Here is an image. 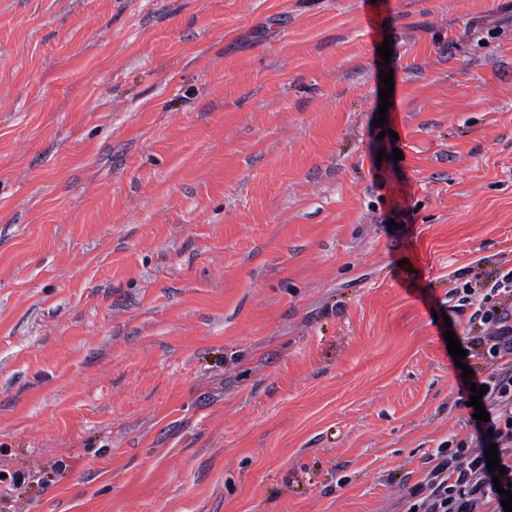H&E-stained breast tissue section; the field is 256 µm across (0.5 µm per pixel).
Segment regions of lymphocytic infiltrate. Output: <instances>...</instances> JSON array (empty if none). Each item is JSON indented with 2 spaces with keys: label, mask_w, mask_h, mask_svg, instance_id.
<instances>
[{
  "label": "lymphocytic infiltrate",
  "mask_w": 512,
  "mask_h": 512,
  "mask_svg": "<svg viewBox=\"0 0 512 512\" xmlns=\"http://www.w3.org/2000/svg\"><path fill=\"white\" fill-rule=\"evenodd\" d=\"M450 310L480 331L478 354L492 371L470 380L484 383L490 419L473 421L470 440L430 456L426 477L408 490V504L416 512H505L485 451L497 446L503 480L512 483V269L469 280Z\"/></svg>",
  "instance_id": "1"
}]
</instances>
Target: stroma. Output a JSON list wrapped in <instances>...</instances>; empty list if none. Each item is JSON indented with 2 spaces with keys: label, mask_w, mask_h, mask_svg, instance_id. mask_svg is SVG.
<instances>
[{
  "label": "stroma",
  "mask_w": 512,
  "mask_h": 512,
  "mask_svg": "<svg viewBox=\"0 0 512 512\" xmlns=\"http://www.w3.org/2000/svg\"><path fill=\"white\" fill-rule=\"evenodd\" d=\"M503 267L512 0H0V512H407Z\"/></svg>",
  "instance_id": "obj_1"
}]
</instances>
